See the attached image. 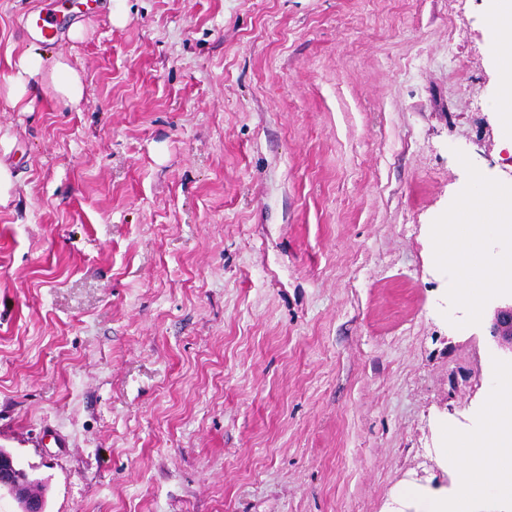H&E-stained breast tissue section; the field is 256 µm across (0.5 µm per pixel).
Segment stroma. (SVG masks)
<instances>
[{"label":"stroma","instance_id":"35a3bbf8","mask_svg":"<svg viewBox=\"0 0 512 512\" xmlns=\"http://www.w3.org/2000/svg\"><path fill=\"white\" fill-rule=\"evenodd\" d=\"M0 0V448L47 512H386L500 359L439 252L512 183L507 0ZM64 54L79 106L4 84ZM69 20L70 14L61 15L53 9L40 10L27 16L22 33L28 39L55 42Z\"/></svg>","mask_w":512,"mask_h":512}]
</instances>
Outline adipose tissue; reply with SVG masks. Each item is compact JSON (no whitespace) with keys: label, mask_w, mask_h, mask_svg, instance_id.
<instances>
[{"label":"adipose tissue","mask_w":512,"mask_h":512,"mask_svg":"<svg viewBox=\"0 0 512 512\" xmlns=\"http://www.w3.org/2000/svg\"><path fill=\"white\" fill-rule=\"evenodd\" d=\"M49 77L53 91L71 104L83 98V84L79 73L64 55L45 56L38 53L20 58L16 70L6 84V100L11 107L24 108L29 88L42 77ZM495 209L488 206L482 185H475L469 197L468 208L462 218L449 221L447 233L459 240V247L451 258L460 270L469 272L470 285L461 289L460 296L473 315L482 312V296L512 275L511 266H495L472 271L474 247L480 245L483 226L495 223ZM489 405L497 417L496 424L487 432L460 437L449 434L446 454L457 467L458 479L465 490L464 496L449 498L447 490L429 493L418 502L417 512H470L472 499L487 485L485 473L501 463L499 449L506 429L512 427V378L502 379L496 392L491 393Z\"/></svg>","instance_id":"adipose-tissue-1"}]
</instances>
